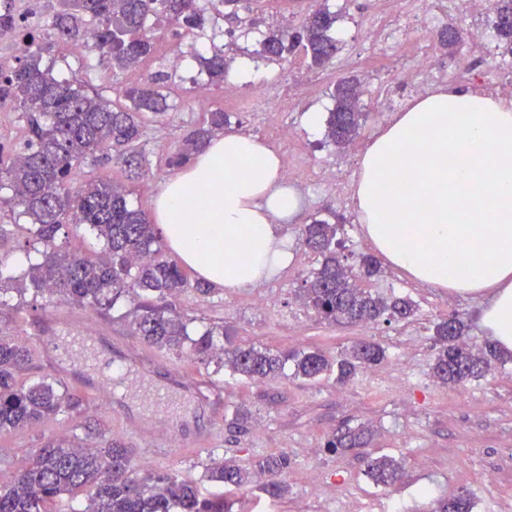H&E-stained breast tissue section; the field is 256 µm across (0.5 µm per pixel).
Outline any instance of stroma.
Returning <instances> with one entry per match:
<instances>
[{
    "label": "stroma",
    "mask_w": 512,
    "mask_h": 512,
    "mask_svg": "<svg viewBox=\"0 0 512 512\" xmlns=\"http://www.w3.org/2000/svg\"><path fill=\"white\" fill-rule=\"evenodd\" d=\"M331 2L341 13L345 42L334 65L326 68L311 67L297 55L272 63L257 53L262 32L278 26L284 16L300 23L311 0H272L257 28L245 36L238 21H221L224 33L215 43L232 62L227 82L251 103L222 104L221 87L194 88L195 62L179 68L180 84L167 89L175 106L169 114L170 136L148 143L145 166L150 174L133 181V200L150 207L162 185L176 174L175 169L166 167L167 156L203 113L218 108L228 115L229 129L259 137L280 157H306L309 167L293 186L301 215L298 223L288 227V266L256 286L218 288L208 295L194 289L197 275L189 273V288L173 299L172 305L193 319L197 330L212 323L223 325L228 347L255 345L284 352L318 347L336 355L362 340L382 345L385 359L361 371L352 382L339 385L331 380L307 383L290 375L236 380L215 365L165 350L158 352L148 382H172L178 371L202 385L224 388L223 417H212L209 402L201 395L184 424L186 432L210 434L209 445L181 448L166 458L149 456L148 435L127 427V420H141V409L128 399L109 403L99 398L93 374L85 370L79 384L72 387L81 400L78 409L0 434V484L21 471L45 439L64 432L87 443L120 440L132 449L139 471L176 473L206 495L221 491L205 477L213 461H235L256 476L262 472L260 464L266 455H285L288 467L282 478L288 493L283 498L267 497L248 486L231 491V499L248 512H349L353 499L361 503L363 512H430L434 499L463 488L473 494L475 512H512V361L495 364L486 378L461 386L440 385L431 370L433 327L450 314L462 318L470 342L479 346L489 343L481 325L487 297L432 287L386 260L378 274L361 279L359 285L384 297L411 299L417 307L414 317L388 324L331 325L316 318L295 297L302 280L317 265L302 237L312 215L335 220L348 265L357 266L360 255L376 252L364 235L360 215L340 208L323 181L324 172L336 168L358 176L360 156L325 143L323 129L308 127L307 113L328 114L333 106L330 88L340 78L357 77L369 114L358 138L364 145L393 113L413 100L411 73L403 62L417 49H426L443 61L453 60L456 66L470 67L475 75L512 73V57L494 44L478 47L469 40L443 48L436 31L449 17L424 10L421 0H403L400 12L390 15L384 11L383 0ZM245 64L253 67V75L242 72ZM266 92L298 99L299 110L275 116L257 111L254 100ZM279 123L288 125V138L274 133L273 127ZM132 308V303L124 300L110 316L89 313L90 326L106 327L109 333L98 348L100 356H118L113 338H134L129 318ZM78 311V306L31 291L0 297V336L19 337L31 352V363L20 373L19 382L27 384L40 377L59 380L43 351L44 342L56 333L51 322L55 314ZM237 406L251 413L240 429L231 427L228 419ZM360 423L373 432L369 452L405 461L407 476L396 487L385 490L374 485L361 457L338 456L326 450L327 440L339 426Z\"/></svg>",
    "instance_id": "stroma-1"
}]
</instances>
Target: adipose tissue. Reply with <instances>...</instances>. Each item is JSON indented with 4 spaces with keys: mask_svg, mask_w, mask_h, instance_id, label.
<instances>
[{
    "mask_svg": "<svg viewBox=\"0 0 512 512\" xmlns=\"http://www.w3.org/2000/svg\"><path fill=\"white\" fill-rule=\"evenodd\" d=\"M354 202L366 238L413 279L490 294L482 326L512 352V99L450 88L410 102L364 148ZM299 212L279 155L228 131L163 185L150 217L199 278L246 288L288 264L283 226Z\"/></svg>",
    "mask_w": 512,
    "mask_h": 512,
    "instance_id": "obj_1",
    "label": "adipose tissue"
}]
</instances>
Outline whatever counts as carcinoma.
<instances>
[{
    "mask_svg": "<svg viewBox=\"0 0 512 512\" xmlns=\"http://www.w3.org/2000/svg\"><path fill=\"white\" fill-rule=\"evenodd\" d=\"M43 34L36 26L17 24L13 0H0V31L13 32L28 44L24 58L0 62V108L11 105L21 112L20 134L6 146L0 142V213L10 218L11 231L0 225V240L17 233L24 251L41 261L16 276L0 277V292L22 294L33 288L72 304L108 313L131 293L144 294L131 312L136 335L159 349L187 353L204 363H214L232 376L250 380L275 378L293 363L294 377L305 381L335 376L344 384L360 371L380 363L385 350L376 343L360 342L334 359L318 349L273 351L261 347L218 346L215 337L224 326L213 325L192 334L190 320L178 314L169 299L188 285L181 261L165 255V242L157 225L135 205L129 185L107 179L74 182L76 171L98 160V154L115 158L130 179L146 175L140 146L165 131L170 109L161 88L172 75L158 71L136 87H107L109 94L81 79L53 74V44L73 45L93 35L90 52L112 70H124L154 53L156 34L175 41L182 29L198 30L206 21L218 26L237 8L249 13L263 10L265 0H57ZM491 29L495 40L512 54V0H492ZM339 13L329 0L305 15L297 28L267 32L260 41L261 54L282 61L297 52L315 68L336 60L343 42L336 35ZM455 21L438 32L442 45L462 40ZM187 55L197 60L215 86L224 83L228 63L221 50L209 56L190 46ZM360 81L338 82L330 90L334 106L329 112L325 141L338 148L352 143L367 113L363 112ZM222 110L205 113L202 121L183 139L179 152L168 160L181 166L206 142L224 131ZM87 226L103 243L102 254L91 258L57 244L65 226ZM304 244L317 256L318 267L298 289L305 307L330 324L357 325L399 321L414 315L407 298L376 296L357 284L359 276L379 272L377 260L364 255L360 274L346 266L338 252L336 225L314 217L304 227ZM465 324L452 315L434 326L438 350L432 374L443 385H459L485 377L497 351L488 345L471 347ZM29 361L25 345L0 336V433L52 419L78 402L57 381L39 379L27 386L17 374ZM363 424L344 425L328 441L334 453H358L371 440ZM261 467L267 474L258 490L272 498L288 492L282 473L288 460L281 454L266 456ZM366 474L374 485L391 488L406 476L404 460L387 454L366 458ZM213 482L224 484L225 494L203 496L197 486L174 473L141 475L132 465V451L120 440L83 444L70 438H50L33 453L30 466L13 482L0 486V512H48L46 505L64 494L85 492L82 508L75 512H232L226 493L251 483L250 473L230 461H215L207 470ZM468 491L438 501L434 512H473Z\"/></svg>",
    "mask_w": 512,
    "mask_h": 512,
    "instance_id": "carcinoma-1",
    "label": "carcinoma"
}]
</instances>
